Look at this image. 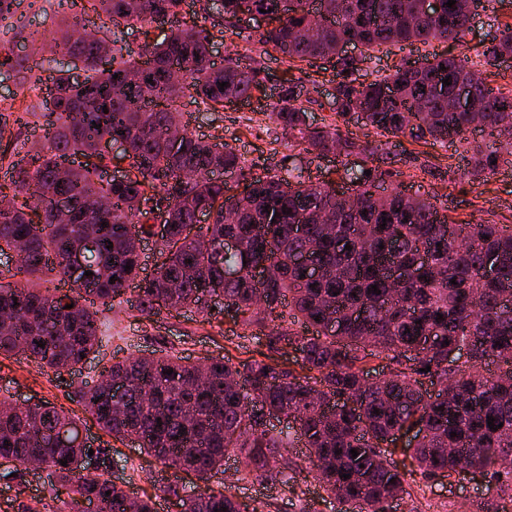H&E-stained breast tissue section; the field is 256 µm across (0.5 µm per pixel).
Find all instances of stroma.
Instances as JSON below:
<instances>
[{"label": "stroma", "mask_w": 512, "mask_h": 512, "mask_svg": "<svg viewBox=\"0 0 512 512\" xmlns=\"http://www.w3.org/2000/svg\"><path fill=\"white\" fill-rule=\"evenodd\" d=\"M184 22L206 28L213 36L211 56L223 63L227 55L239 53L248 57L259 71L267 95H274L285 75H292L304 87L303 107L308 122L317 127L338 125L333 101L336 85L334 60L289 62L259 42L264 29L262 21L245 18L228 24L223 18L208 14L203 0H184L181 11ZM62 18L57 0H39L36 8H20L13 18L0 22V45L11 47L15 56L28 62L43 61L37 46L28 44L26 35L41 30L45 40H52ZM512 23V0H488L477 10L469 30L460 42L398 44L381 47L371 60L365 61L358 73L363 82L378 75L392 73L396 67L425 62L436 55L477 57L497 35L501 26ZM180 110L189 132L214 143H228L242 155L254 173H295L304 181L326 183L343 190L348 186L347 169L363 166L362 155L320 156L306 151L298 134L282 130L258 100L224 106L217 111H203L193 99L180 102ZM354 141L378 145L379 166L385 170L384 185L411 195H421L435 203L450 219L472 224L512 225V163L500 160L498 168L484 179L469 175V161L475 145L488 142L485 131L469 133L467 140L443 143L415 142L407 137L377 134L370 127L350 123L346 129ZM121 304L103 305L99 315L103 321L101 344L73 370L56 374L44 372L23 357H0V389L11 388L17 402H45L80 413L72 395L77 386L95 380L104 367L132 354L165 356L176 354L198 363L209 357L232 355L244 359L259 351L257 341L239 320L224 314L211 322H201L199 315L186 312H161L152 320H143L130 302L135 291H127ZM85 434L94 446L119 448L127 462L119 472L120 481L137 494H153L155 470L147 455L134 444H116L94 421H87ZM238 457L224 462V478L239 500L258 505L261 512H299L290 495L278 486H262L235 478ZM24 485L7 489L0 486V512H18L12 499H19L40 512H56L58 502L45 473L24 471ZM410 498L392 502L389 512H512V502L481 499L469 480L448 482L439 478H422L412 474Z\"/></svg>", "instance_id": "obj_1"}]
</instances>
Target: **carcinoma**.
<instances>
[{"mask_svg": "<svg viewBox=\"0 0 512 512\" xmlns=\"http://www.w3.org/2000/svg\"><path fill=\"white\" fill-rule=\"evenodd\" d=\"M68 2L66 29L51 52L62 45L82 58L84 75L79 80L59 70L43 114L52 129L47 146L23 163L8 162L23 199L0 210V254L19 249L17 273L36 280L56 274L70 283V293L0 280V357L23 355L56 373L93 352L100 335L94 304L123 299L139 277L131 229L164 204L163 261L138 289L139 315L150 321L163 309H194L208 323L231 312L268 353L236 363L211 357L206 383L198 387L186 382L195 363L174 355L129 358L74 397L101 430L137 444L159 472L181 470L198 480L191 492L158 480L157 490L179 500L182 512H258L220 478L224 458L235 452L241 479L296 493L285 456L298 442L307 449L306 467L340 512H387L392 501L411 497L391 444L412 428V459L422 475L450 479L472 469L495 480L498 497L512 502V226L457 224L426 198L385 192L376 168L369 176L363 167L351 173L350 186L339 193L327 184L258 176L234 147L188 132L172 149L169 133L182 123L181 99L193 98L208 112L226 101H249L262 86L256 70L232 57L214 66L210 34L179 24L183 0H87L116 27L172 20L163 42L144 45L141 64L123 58L116 32L106 47L85 37V7ZM291 2L289 8L285 0H206V10L230 24L245 11L264 9L271 25L260 33L261 44L288 61L336 59L334 100L345 123L356 118L416 142L464 141L480 127L493 140L473 148L478 177L494 171L492 161L502 154L512 156V89H494L482 77L512 59V25L476 61L435 56L419 69L401 66L369 83L355 78L360 61L343 54L349 44L368 53L387 44L458 41L480 0H455L450 8L448 0H436L430 14L424 0ZM175 65L184 70L178 86L168 78ZM463 87L479 111L461 107ZM302 91L284 79L270 108L283 129L301 135L306 150L375 154L337 128L308 126ZM25 123L23 112H0V140ZM106 139L130 160L121 183L102 178L99 145ZM80 157L87 162L60 173L64 162ZM230 180L244 183L245 193L237 223L224 224L219 215ZM51 194L67 203L65 213L49 206ZM206 209L218 219L204 236H190L187 229ZM91 235L96 248L83 260L93 281L82 283L72 275V257ZM226 238L237 248L224 249ZM306 252L321 276H305L289 263ZM266 264L278 265L279 274L264 285L254 271ZM488 265L496 267L492 279L481 276ZM394 266L405 272L397 284L390 281ZM208 289L219 290V301H201ZM429 331L435 340L424 346L420 338ZM283 344L298 351L296 367L269 355ZM369 359L386 362L389 373L364 386ZM426 366L431 370L420 372ZM422 375L436 380V395L422 389ZM115 379L127 383L119 394L107 388ZM272 413L292 419L293 430H275ZM76 425L69 412L46 404L0 400V459L15 462L0 468V480L20 481L18 466L37 460L51 486L66 490L65 512H84L87 501L98 512H156L152 496L133 498L109 478L112 467L124 469L120 455L95 449L103 470L88 473L91 446L52 439L50 431Z\"/></svg>", "mask_w": 512, "mask_h": 512, "instance_id": "carcinoma-1", "label": "carcinoma"}]
</instances>
